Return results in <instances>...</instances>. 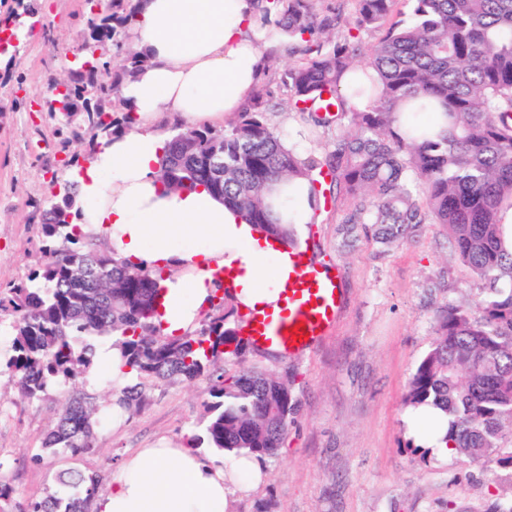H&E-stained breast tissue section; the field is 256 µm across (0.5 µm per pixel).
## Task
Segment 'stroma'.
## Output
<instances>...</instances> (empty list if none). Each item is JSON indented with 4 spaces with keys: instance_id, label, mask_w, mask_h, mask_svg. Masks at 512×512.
Listing matches in <instances>:
<instances>
[{
    "instance_id": "stroma-1",
    "label": "stroma",
    "mask_w": 512,
    "mask_h": 512,
    "mask_svg": "<svg viewBox=\"0 0 512 512\" xmlns=\"http://www.w3.org/2000/svg\"><path fill=\"white\" fill-rule=\"evenodd\" d=\"M39 6L43 25L30 27L21 17L17 46L0 54V286L26 279L41 264L44 202L97 145V130L84 120L79 140L61 146L65 116L29 109L45 96L50 78L68 77L59 55L72 53L87 11L86 0H39ZM263 54L256 87L272 104L270 122L299 152L324 158L336 128L289 111L282 79L293 57L281 44ZM349 209L331 191L316 223L294 227L318 263L340 269L345 307L333 332L306 353L288 360L247 353L246 365L287 376L297 412L278 454L261 461L265 481L233 495L231 512H495L512 505V472L496 456L436 457L410 429L403 404L435 338L438 306H475L483 281L454 256L447 231L433 219L387 247L371 224L343 237ZM206 386L151 381L140 413L107 420L94 449L69 459L41 446L57 394L27 402L15 381L0 374V457L8 460L5 475L16 489L5 512H23L30 498L56 489L66 469L96 475L100 491H108L127 456L162 438L181 444L198 429Z\"/></svg>"
}]
</instances>
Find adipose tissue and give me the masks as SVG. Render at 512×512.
<instances>
[{
    "mask_svg": "<svg viewBox=\"0 0 512 512\" xmlns=\"http://www.w3.org/2000/svg\"><path fill=\"white\" fill-rule=\"evenodd\" d=\"M277 21L262 15L257 0H142L131 44L148 62L121 87L131 129L100 139L69 174L81 234L139 266L166 267L155 318L165 335L198 327L216 271L234 268L235 297L251 306L277 297L262 283L265 267L278 278L288 272L287 254L218 197L203 188L165 189L158 176L167 142L159 118L185 128L223 122L256 84L259 45L280 39ZM262 478L255 458L237 456L226 466L162 442L123 461L94 512H229L231 495Z\"/></svg>",
    "mask_w": 512,
    "mask_h": 512,
    "instance_id": "obj_1",
    "label": "adipose tissue"
}]
</instances>
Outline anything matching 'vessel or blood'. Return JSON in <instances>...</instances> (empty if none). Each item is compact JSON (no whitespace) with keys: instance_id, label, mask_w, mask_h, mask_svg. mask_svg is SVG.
Listing matches in <instances>:
<instances>
[{"instance_id":"1","label":"vessel or blood","mask_w":512,"mask_h":512,"mask_svg":"<svg viewBox=\"0 0 512 512\" xmlns=\"http://www.w3.org/2000/svg\"><path fill=\"white\" fill-rule=\"evenodd\" d=\"M292 271L278 290L273 309H246L241 334L259 350L276 349L288 359L308 349L335 327L343 306L337 268L315 264L306 251L288 252ZM305 333V340L294 337Z\"/></svg>"}]
</instances>
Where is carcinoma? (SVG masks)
Listing matches in <instances>:
<instances>
[{"instance_id":"obj_1","label":"carcinoma","mask_w":512,"mask_h":512,"mask_svg":"<svg viewBox=\"0 0 512 512\" xmlns=\"http://www.w3.org/2000/svg\"><path fill=\"white\" fill-rule=\"evenodd\" d=\"M318 0H265L301 60L282 80L293 112H320L317 123L342 128L318 162L286 146L268 123L266 100L222 129L201 125L170 139L160 165L169 189L202 186L224 199L248 224L293 245V231L274 213L273 196L288 179V194L308 186L320 206L325 179L351 203L341 232L378 226L377 242L399 244L431 216L443 225L458 258L485 282L478 313L453 303L438 310L436 338L417 364L404 396L411 408L431 405L448 417L446 442L460 455L490 452L512 468V237L502 210H512V0H414L416 19L397 22L375 43L360 33L381 27L397 0H355L352 26L332 35L336 18L320 14ZM132 0H112L111 12H88L74 54L85 55L70 85L48 87L45 102L68 112L81 102L88 121L117 132L132 123L130 109L112 94L144 64L127 45L136 23ZM120 58L111 81L108 57ZM224 152V185L215 189L209 159ZM66 185L44 209V262L27 281L0 289V318L12 337L0 369L16 380L29 403L55 390L62 409L44 448L57 456L94 449L103 406L83 386L98 336L120 351L121 368L137 383L114 394L132 416L147 400L145 379L208 380L201 435L219 450L260 459L282 447L296 411L288 380L243 368L229 375L228 359L250 346L243 320L224 293L199 327L167 336L153 317L163 269L135 267L75 233ZM507 281L511 287L503 288ZM60 489L31 500L23 512H90L95 475L66 472Z\"/></svg>"}]
</instances>
